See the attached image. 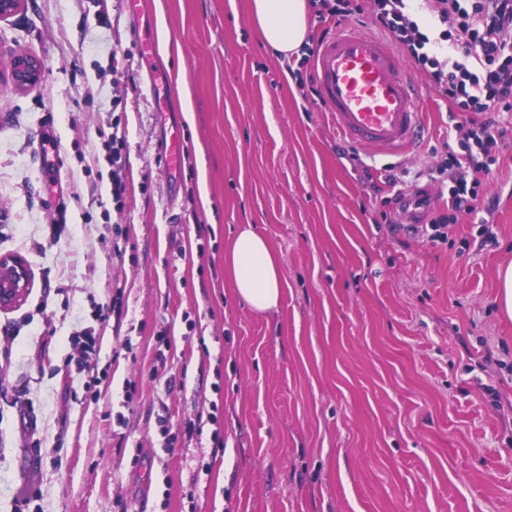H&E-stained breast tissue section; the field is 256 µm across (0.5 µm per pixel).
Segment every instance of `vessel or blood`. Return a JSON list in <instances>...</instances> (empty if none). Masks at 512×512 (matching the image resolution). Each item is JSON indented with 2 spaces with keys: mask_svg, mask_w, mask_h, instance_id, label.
Listing matches in <instances>:
<instances>
[{
  "mask_svg": "<svg viewBox=\"0 0 512 512\" xmlns=\"http://www.w3.org/2000/svg\"><path fill=\"white\" fill-rule=\"evenodd\" d=\"M314 71L320 100L352 146L392 156L412 146L422 91L387 39L343 25L319 44Z\"/></svg>",
  "mask_w": 512,
  "mask_h": 512,
  "instance_id": "obj_1",
  "label": "vessel or blood"
}]
</instances>
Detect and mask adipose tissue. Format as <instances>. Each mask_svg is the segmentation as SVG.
Returning <instances> with one entry per match:
<instances>
[{
    "label": "adipose tissue",
    "mask_w": 512,
    "mask_h": 512,
    "mask_svg": "<svg viewBox=\"0 0 512 512\" xmlns=\"http://www.w3.org/2000/svg\"><path fill=\"white\" fill-rule=\"evenodd\" d=\"M306 10V0H253L254 18L264 42L283 56L298 53L303 45ZM224 263L236 295L249 307L258 312L278 307L284 288L279 259L253 225L241 227L229 238Z\"/></svg>",
    "instance_id": "ef3b65f1"
}]
</instances>
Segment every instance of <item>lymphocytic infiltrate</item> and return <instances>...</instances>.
I'll use <instances>...</instances> for the list:
<instances>
[{"instance_id": "1", "label": "lymphocytic infiltrate", "mask_w": 512, "mask_h": 512, "mask_svg": "<svg viewBox=\"0 0 512 512\" xmlns=\"http://www.w3.org/2000/svg\"><path fill=\"white\" fill-rule=\"evenodd\" d=\"M314 25L365 21L410 58L448 104L450 125L437 165L380 171L370 183L381 205L401 202L402 185L450 182L444 213L423 230L426 243L446 242L466 215L485 201L481 189L512 146V0H312Z\"/></svg>"}]
</instances>
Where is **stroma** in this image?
Returning <instances> with one entry per match:
<instances>
[{
    "instance_id": "obj_1",
    "label": "stroma",
    "mask_w": 512,
    "mask_h": 512,
    "mask_svg": "<svg viewBox=\"0 0 512 512\" xmlns=\"http://www.w3.org/2000/svg\"><path fill=\"white\" fill-rule=\"evenodd\" d=\"M250 3L142 0L136 17L128 0H23L0 20V255L32 274L0 309V512H512V319L497 304L512 148L485 188L495 245L478 250L469 216L435 247L397 206L379 220L366 170L432 162L445 99L428 88L409 152L352 151ZM22 53L43 70L19 91ZM244 224L280 260L269 312L224 269ZM87 327L94 384L68 363Z\"/></svg>"
}]
</instances>
